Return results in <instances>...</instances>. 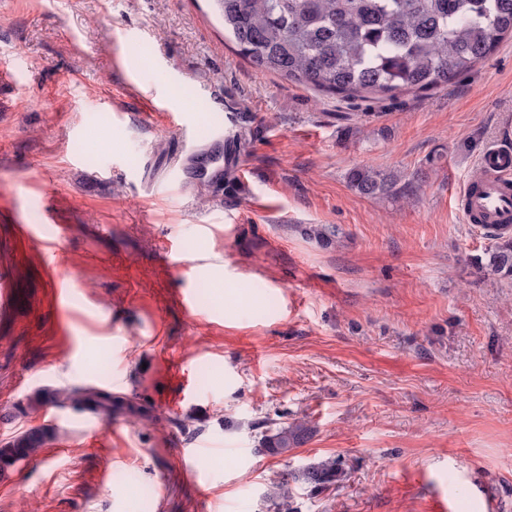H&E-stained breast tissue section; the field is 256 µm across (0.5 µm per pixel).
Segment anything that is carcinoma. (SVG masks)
Listing matches in <instances>:
<instances>
[{
	"label": "carcinoma",
	"instance_id": "cac0c4a2",
	"mask_svg": "<svg viewBox=\"0 0 512 512\" xmlns=\"http://www.w3.org/2000/svg\"><path fill=\"white\" fill-rule=\"evenodd\" d=\"M240 56L256 68L346 101L428 90L461 77L512 38V0H214ZM398 175L367 166L348 173L363 196L396 194ZM481 234L493 241L478 267L512 280V235ZM93 412L111 416L121 399L84 390ZM311 429L286 423L264 438V449L281 454L303 443ZM44 435L29 432L0 448V464L35 453ZM335 463L320 462L282 478L276 497L284 512L288 482L317 488L336 478Z\"/></svg>",
	"mask_w": 512,
	"mask_h": 512
}]
</instances>
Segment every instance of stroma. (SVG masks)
Returning a JSON list of instances; mask_svg holds the SVG:
<instances>
[{"label": "stroma", "instance_id": "obj_1", "mask_svg": "<svg viewBox=\"0 0 512 512\" xmlns=\"http://www.w3.org/2000/svg\"><path fill=\"white\" fill-rule=\"evenodd\" d=\"M0 62V447L45 435L0 467V512H278L323 460L339 477L289 483L295 512H512V281L455 198L512 130V39L356 123L237 54L213 0H0ZM204 129L248 142L202 185L174 169ZM359 166L400 199L352 190ZM84 389L134 410L42 402ZM297 420L302 445L262 450ZM44 435L39 432H29L20 438L0 448V464L10 465L17 460L34 454L43 444ZM336 464L330 461L320 462L313 466H308L300 474L297 476L294 474H287V477L282 478V482L277 485V489L279 492L276 493V497L282 501V507L288 508H280V504H278V508L280 511L284 512H295L293 508L289 507L288 500L290 499L289 491H288V482L289 477L293 480H304L307 484L313 485V487L317 488L324 484L332 482L333 479L336 478L337 470Z\"/></svg>", "mask_w": 512, "mask_h": 512}]
</instances>
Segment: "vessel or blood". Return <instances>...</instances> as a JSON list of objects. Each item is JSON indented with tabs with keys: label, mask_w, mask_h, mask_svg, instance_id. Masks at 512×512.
<instances>
[{
	"label": "vessel or blood",
	"mask_w": 512,
	"mask_h": 512,
	"mask_svg": "<svg viewBox=\"0 0 512 512\" xmlns=\"http://www.w3.org/2000/svg\"><path fill=\"white\" fill-rule=\"evenodd\" d=\"M481 175L467 180L457 193V203L466 223L489 224L501 231L512 230V148L492 146L479 159ZM224 169L223 156L197 163L196 181L219 179Z\"/></svg>",
	"instance_id": "1"
}]
</instances>
